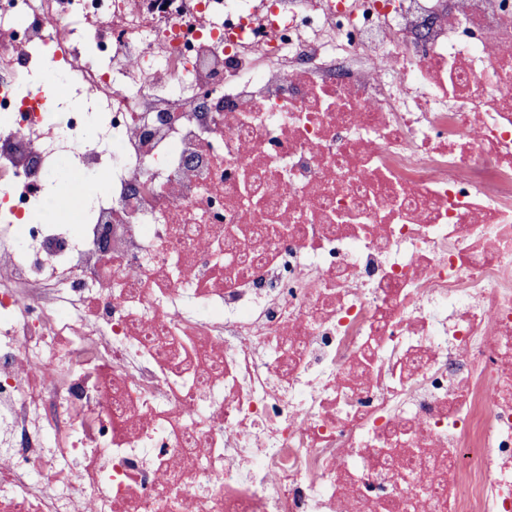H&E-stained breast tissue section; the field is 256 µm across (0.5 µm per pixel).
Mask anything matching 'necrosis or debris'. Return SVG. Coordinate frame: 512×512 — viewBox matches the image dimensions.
Returning a JSON list of instances; mask_svg holds the SVG:
<instances>
[{"instance_id": "1", "label": "necrosis or debris", "mask_w": 512, "mask_h": 512, "mask_svg": "<svg viewBox=\"0 0 512 512\" xmlns=\"http://www.w3.org/2000/svg\"><path fill=\"white\" fill-rule=\"evenodd\" d=\"M388 498L512 512V0H0V512Z\"/></svg>"}]
</instances>
